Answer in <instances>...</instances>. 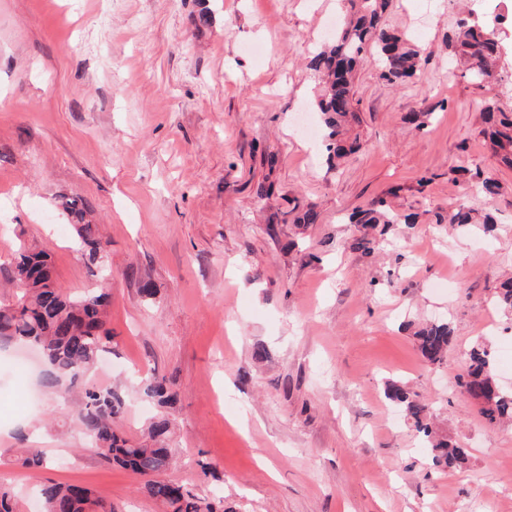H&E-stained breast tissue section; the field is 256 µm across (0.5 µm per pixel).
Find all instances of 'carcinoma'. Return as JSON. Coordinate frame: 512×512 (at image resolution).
<instances>
[{"label": "carcinoma", "instance_id": "obj_1", "mask_svg": "<svg viewBox=\"0 0 512 512\" xmlns=\"http://www.w3.org/2000/svg\"><path fill=\"white\" fill-rule=\"evenodd\" d=\"M347 16L329 41L323 43L309 62L320 87L311 103L319 123L326 131V162L337 168L359 149L357 140L346 137L345 127L357 120L354 110L355 77L358 68L374 60L379 77L390 85H402L413 79L421 66V52L402 33L385 23L390 0H346ZM502 21L494 24L479 20L464 21L451 50L469 80L482 86L494 79L503 51ZM487 128L494 155L500 164L512 169V110L489 104ZM61 207L76 219L74 229L84 263L107 276L106 249L98 225L86 220V209L76 197L64 198ZM352 224H399L400 216L384 197L357 208L349 216ZM443 224L494 223L492 217L462 201L441 218ZM15 284L13 302L0 306V347L11 343H31L53 368L46 384L56 387L63 382L84 380L112 342L106 328L112 293L88 290L72 295L56 281L48 255L43 250L19 247L11 271ZM498 305L512 314V278L503 280L496 292ZM422 358L441 364L452 342L449 324L431 323L413 332ZM470 364L463 386L491 424L512 418V393L498 388L496 372L486 349L470 351ZM144 397L160 407L173 404L174 394L164 378L150 371L141 380ZM385 396L413 422L422 434L431 454L432 464L454 471L469 460L470 449L438 435L427 422L428 406L406 384L389 381ZM125 401L110 387L84 385L75 421L94 448L107 460L131 471L143 480L142 490L159 503L164 512H233L224 507V498L202 497L165 478L174 462L171 448L172 423L165 415L151 422L149 441L133 440L121 430ZM42 512H114L112 504L95 497L91 490L75 485L50 483L41 486Z\"/></svg>", "mask_w": 512, "mask_h": 512}]
</instances>
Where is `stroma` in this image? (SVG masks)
I'll list each match as a JSON object with an SVG mask.
<instances>
[{
	"mask_svg": "<svg viewBox=\"0 0 512 512\" xmlns=\"http://www.w3.org/2000/svg\"><path fill=\"white\" fill-rule=\"evenodd\" d=\"M345 10L344 0H0V304L13 300L22 244L49 253L67 292L94 287L56 205L79 197L112 260L111 350L92 379L124 392L127 436L159 413L173 420L168 480L220 490L236 512H512V423L490 425L458 385L484 345L512 390V323L493 304L512 272V170L482 135L486 104L512 108V25L500 78L481 87L445 47L469 12L512 16V0H391L386 22L420 49L421 68L391 87L363 65L351 129L362 147L331 170L296 116L318 90L306 63L328 39L323 22ZM424 111V126L408 122ZM475 165L497 196L471 197L458 169ZM262 185L273 188L263 203ZM386 195L414 223H347ZM466 196L496 216L492 231L437 223ZM310 206L316 223H289L291 208ZM366 232L377 240L368 255L350 247ZM407 321L451 325L444 364L421 358ZM148 367L175 394L166 409L139 392ZM41 376L0 363V484L18 512H41L32 492L52 482L117 512H160L78 428L55 427L75 394ZM390 380L470 448L464 469L433 466L386 398ZM27 447L41 450L39 470L19 462Z\"/></svg>",
	"mask_w": 512,
	"mask_h": 512,
	"instance_id": "stroma-1",
	"label": "stroma"
}]
</instances>
